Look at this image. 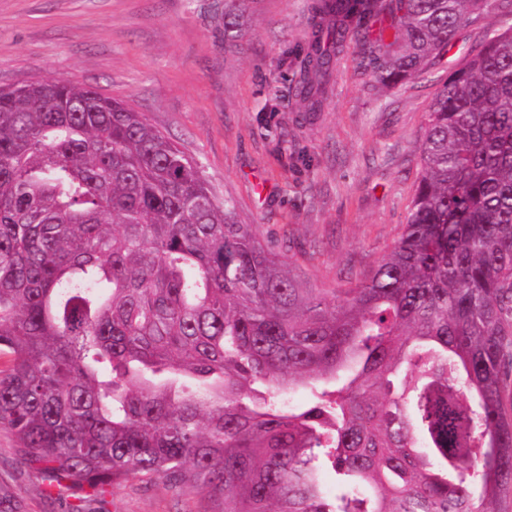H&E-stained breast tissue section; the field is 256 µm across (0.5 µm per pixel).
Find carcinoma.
I'll list each match as a JSON object with an SVG mask.
<instances>
[{
    "label": "carcinoma",
    "instance_id": "carcinoma-1",
    "mask_svg": "<svg viewBox=\"0 0 512 512\" xmlns=\"http://www.w3.org/2000/svg\"><path fill=\"white\" fill-rule=\"evenodd\" d=\"M489 0H320L294 95L383 14L381 78ZM407 223L307 288L147 117L0 88V429L79 493L148 477L222 512H495L512 491V29L431 103ZM310 387L307 408L288 403ZM336 473L324 490L319 461Z\"/></svg>",
    "mask_w": 512,
    "mask_h": 512
}]
</instances>
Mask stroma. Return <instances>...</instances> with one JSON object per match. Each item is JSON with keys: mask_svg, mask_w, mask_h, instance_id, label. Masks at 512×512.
Here are the masks:
<instances>
[{"mask_svg": "<svg viewBox=\"0 0 512 512\" xmlns=\"http://www.w3.org/2000/svg\"><path fill=\"white\" fill-rule=\"evenodd\" d=\"M318 0H240L224 38V0H0V87L64 78L146 114L202 165L238 219L310 288L362 277L400 236L420 177L428 110L448 76L512 8L468 16L447 54L396 82L348 43L319 111L291 88ZM0 430V512H75ZM205 494L129 480L77 512H219Z\"/></svg>", "mask_w": 512, "mask_h": 512, "instance_id": "obj_1", "label": "stroma"}]
</instances>
